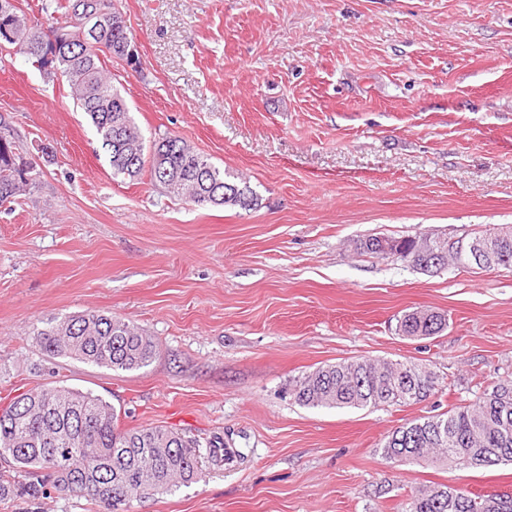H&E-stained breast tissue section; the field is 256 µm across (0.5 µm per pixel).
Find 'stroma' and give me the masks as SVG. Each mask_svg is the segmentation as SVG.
Masks as SVG:
<instances>
[{
  "label": "stroma",
  "instance_id": "1",
  "mask_svg": "<svg viewBox=\"0 0 512 512\" xmlns=\"http://www.w3.org/2000/svg\"><path fill=\"white\" fill-rule=\"evenodd\" d=\"M140 65L109 63L146 140L182 137L258 205L186 204L112 175L68 83L0 47V137L36 170L0 207V397L64 385L119 425L218 437L229 464L132 512H400L414 489H512V465L392 466L409 421L512 379V269L428 274L359 254L370 235L512 226V0H114ZM447 328L407 338L413 309ZM85 310L142 329L123 372L42 353L33 325ZM414 361L442 392L411 406H300L295 377ZM0 512H89L50 492Z\"/></svg>",
  "mask_w": 512,
  "mask_h": 512
}]
</instances>
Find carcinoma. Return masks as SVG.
Instances as JSON below:
<instances>
[{
	"instance_id": "carcinoma-1",
	"label": "carcinoma",
	"mask_w": 512,
	"mask_h": 512,
	"mask_svg": "<svg viewBox=\"0 0 512 512\" xmlns=\"http://www.w3.org/2000/svg\"><path fill=\"white\" fill-rule=\"evenodd\" d=\"M76 0H41V19L19 30L16 50L41 70L69 75L77 105L96 129L107 152L112 176L134 180L144 169L152 179L194 206L231 205L250 210L258 196L246 181L229 174L195 152L179 136L146 144L112 73L102 56L126 59L132 42L126 20L99 22L105 9L117 14L112 0H83L88 14L72 11ZM66 21L78 30L98 26L99 47L85 53L77 43L62 47L49 59L41 45L55 25ZM23 161L13 142L0 138V205L12 200L34 181L16 164ZM168 175H159V165ZM490 252L483 269L512 268V232L486 230ZM441 249L421 236H367L356 244L361 254L382 257L385 250L401 253L413 267H428L426 249ZM448 319L424 310L404 315L399 331L407 337L437 335ZM32 334L50 357H67L112 370L133 371L148 366L154 340L125 320L101 311H86L34 326ZM439 377L412 361L351 360L328 364L293 380L295 401L308 408L411 405L439 392ZM120 413L109 402L67 386L31 387L0 406V456L27 474L20 495L38 500L48 488L85 498L98 512H131L133 503L168 493L198 479L203 460L218 461V441L190 437L162 426L118 428ZM381 456L393 464L430 459L459 467L512 464V380L485 389L475 403L422 417L391 430L380 443ZM402 512H512V498L490 494L463 495L440 485L413 492Z\"/></svg>"
}]
</instances>
